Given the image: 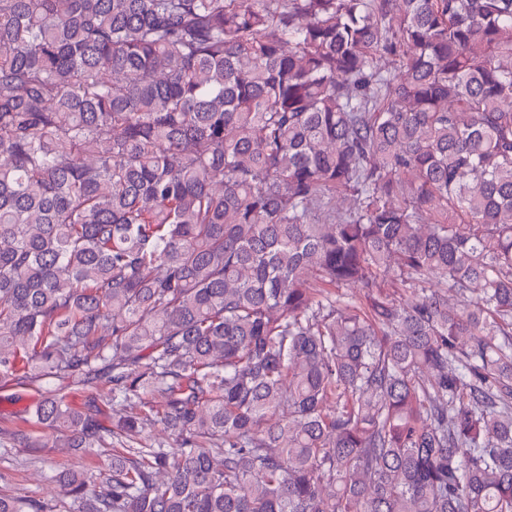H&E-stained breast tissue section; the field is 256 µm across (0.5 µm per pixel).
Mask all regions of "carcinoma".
Here are the masks:
<instances>
[{
	"label": "carcinoma",
	"mask_w": 512,
	"mask_h": 512,
	"mask_svg": "<svg viewBox=\"0 0 512 512\" xmlns=\"http://www.w3.org/2000/svg\"><path fill=\"white\" fill-rule=\"evenodd\" d=\"M3 380L58 512H512V0H0ZM41 397L42 390L38 386H30L25 391H16L13 386L0 389V427L9 425L8 419L36 404Z\"/></svg>",
	"instance_id": "1"
}]
</instances>
